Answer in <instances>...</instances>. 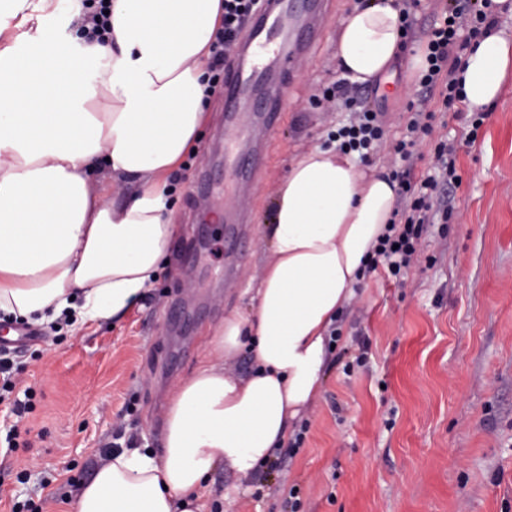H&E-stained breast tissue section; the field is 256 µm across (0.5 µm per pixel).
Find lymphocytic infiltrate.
Instances as JSON below:
<instances>
[{
    "mask_svg": "<svg viewBox=\"0 0 512 512\" xmlns=\"http://www.w3.org/2000/svg\"><path fill=\"white\" fill-rule=\"evenodd\" d=\"M480 0H453L442 17L434 19L425 33L424 54L427 67L417 80L418 89L407 110L410 118L403 136L393 150L401 161L392 177L398 183L397 204L387 232L380 238L369 272L384 271L401 278L414 260L417 246L426 224L435 215L448 211V187L460 184L451 151L446 142L434 148L428 173L415 175L413 162L421 137L432 132L434 112L432 100H440L442 109L465 112L466 105L457 82L448 78V62L460 56L471 40L486 34L496 24L495 18L481 10ZM259 0H224V17L215 34L209 63V83L218 87L224 83L223 61L234 47L245 22ZM325 101H339L349 112L348 125L338 129L339 148L358 153L361 162H368L384 139V129L366 99L347 81H337L324 89Z\"/></svg>",
    "mask_w": 512,
    "mask_h": 512,
    "instance_id": "f902f5d3",
    "label": "lymphocytic infiltrate"
}]
</instances>
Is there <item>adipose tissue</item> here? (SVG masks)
I'll return each instance as SVG.
<instances>
[{
	"label": "adipose tissue",
	"mask_w": 512,
	"mask_h": 512,
	"mask_svg": "<svg viewBox=\"0 0 512 512\" xmlns=\"http://www.w3.org/2000/svg\"><path fill=\"white\" fill-rule=\"evenodd\" d=\"M224 0H112L105 42L51 32L65 0H0V315L32 324L118 316L153 285L176 226L166 178L200 139L210 45ZM394 0L355 4L336 68L370 85L401 57ZM512 69V36L485 35L453 77L489 108ZM397 199L386 169L311 148L275 193L271 242L250 313L230 311L193 374L172 390L162 454L122 448L70 512H206L224 465L249 476L294 435L322 391L328 331ZM250 375L226 370L242 350Z\"/></svg>",
	"instance_id": "obj_1"
}]
</instances>
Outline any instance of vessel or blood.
Masks as SVG:
<instances>
[{
  "label": "vessel or blood",
  "mask_w": 512,
  "mask_h": 512,
  "mask_svg": "<svg viewBox=\"0 0 512 512\" xmlns=\"http://www.w3.org/2000/svg\"><path fill=\"white\" fill-rule=\"evenodd\" d=\"M239 48L235 72L224 80V150L266 149L281 112L280 75L311 55L328 20L326 0H264ZM259 101V112L249 110Z\"/></svg>",
  "instance_id": "obj_1"
}]
</instances>
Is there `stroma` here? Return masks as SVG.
<instances>
[{"instance_id":"1","label":"stroma","mask_w":512,"mask_h":512,"mask_svg":"<svg viewBox=\"0 0 512 512\" xmlns=\"http://www.w3.org/2000/svg\"><path fill=\"white\" fill-rule=\"evenodd\" d=\"M356 2L329 0L315 53L286 81L258 194L230 187L216 96L197 158L175 182L178 231L145 300L111 323L64 325L21 353L18 386L33 389L32 410L20 420L0 411V431L18 422L29 434L0 457V512L29 502L66 512L105 448L161 449L172 388L196 370L225 314L250 308L279 182L347 121L314 97L341 77L336 35ZM415 90L399 70L381 93L362 87L385 129L376 165L391 166ZM432 127L415 170H427L438 141L453 147L462 182L448 189L447 222L426 225L404 286L374 273L357 287L300 447L282 448L281 468L257 478L217 468L209 512H296L293 487L297 512H512V71L494 111L439 112ZM243 203L251 242L228 283L225 225L214 215ZM233 484L230 503L222 494Z\"/></svg>"}]
</instances>
